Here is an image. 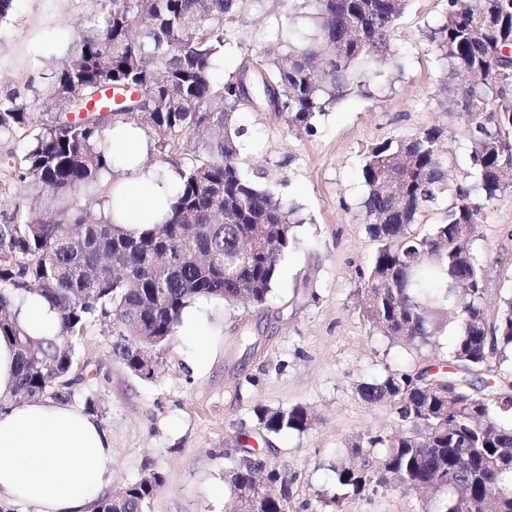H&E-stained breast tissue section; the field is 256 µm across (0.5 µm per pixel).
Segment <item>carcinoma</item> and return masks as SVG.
Here are the masks:
<instances>
[{
	"instance_id": "cac0c4a2",
	"label": "carcinoma",
	"mask_w": 512,
	"mask_h": 512,
	"mask_svg": "<svg viewBox=\"0 0 512 512\" xmlns=\"http://www.w3.org/2000/svg\"><path fill=\"white\" fill-rule=\"evenodd\" d=\"M242 2L112 0V10L88 19L52 74L47 100L70 101L75 113L103 81L142 93L135 110L107 121L94 112L42 128L20 158L19 177L49 200L0 224V333L17 346L14 397L68 400L80 381L74 342L89 323L110 326L112 355L151 381L195 301L266 303L300 219L295 205L240 167L239 75L220 86L212 80L224 27ZM302 2L313 10L316 34L253 62L263 81L252 93L260 98L274 87L275 111L309 130L315 116L394 58L397 22L410 0ZM428 39L446 62L444 90L468 122L473 181H449L453 154L437 127L369 148L361 209L377 250L361 311L370 331L414 347L435 345L447 328L454 335L443 357L359 385L366 404L389 407L393 424L346 442L350 454L329 465V489L317 496L322 510L399 487L438 504V512H512V372L501 370L512 349V298L490 320L484 256L474 248L484 205L512 188V0H448ZM32 109L18 94L0 96V136L29 126ZM132 122L160 148L191 136L207 154L178 169L170 211L140 232L87 207L114 172L106 133ZM432 215L441 221L427 224ZM29 294L58 312L55 337L37 342L20 328ZM254 414L266 437L314 424L299 405H259ZM225 459L227 512L264 487L263 512H292L296 477L285 468L253 448ZM161 484L146 468L101 496L95 512H147Z\"/></svg>"
}]
</instances>
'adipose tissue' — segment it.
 Returning a JSON list of instances; mask_svg holds the SVG:
<instances>
[{
  "label": "adipose tissue",
  "instance_id": "adipose-tissue-1",
  "mask_svg": "<svg viewBox=\"0 0 512 512\" xmlns=\"http://www.w3.org/2000/svg\"><path fill=\"white\" fill-rule=\"evenodd\" d=\"M120 173L103 211L114 214L127 229L157 222L168 208L167 177L146 179L140 165L147 153L143 132L131 125L109 133ZM19 321L26 334L40 341L54 336L60 318L40 296L24 301ZM16 383L13 337L0 335V499L24 501L38 512H88L112 481V443L96 419L81 407L38 399L12 403Z\"/></svg>",
  "mask_w": 512,
  "mask_h": 512
}]
</instances>
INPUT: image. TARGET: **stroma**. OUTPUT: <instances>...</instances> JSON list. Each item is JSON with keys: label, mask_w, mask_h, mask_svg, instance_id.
Returning a JSON list of instances; mask_svg holds the SVG:
<instances>
[{"label": "stroma", "mask_w": 512, "mask_h": 512, "mask_svg": "<svg viewBox=\"0 0 512 512\" xmlns=\"http://www.w3.org/2000/svg\"><path fill=\"white\" fill-rule=\"evenodd\" d=\"M446 5L411 0L397 25L396 62L317 117L312 130L290 127L284 113L239 112L243 168L267 174L302 218L298 243L282 258L264 305H198L206 337L174 336L149 382L113 358L103 325L88 324L76 340L81 381L70 402H94V417L112 442L113 486L137 478L147 465L161 474L148 512H224V455L244 442L296 473L293 503L314 512L327 468L344 454L345 440L389 425V408L365 404L357 386L414 366L420 353L370 333L362 318L360 290L377 245L359 209L365 193L361 165L371 145L437 126L456 150L450 179L467 182L469 127L448 109L443 72L426 39ZM111 6V0H13L0 20V95L15 91L40 102L48 75L87 18ZM314 32L298 0H245L225 28L214 79L224 82L242 59L276 56ZM57 120V113L38 111L29 127L0 137V222L27 212L37 197L14 168L32 135ZM477 248L488 257L486 301L493 315L512 296V192L486 206ZM259 405H303L316 421L304 434L266 439L257 431ZM424 508L414 492L398 489L345 500L341 512Z\"/></svg>", "instance_id": "stroma-1"}]
</instances>
